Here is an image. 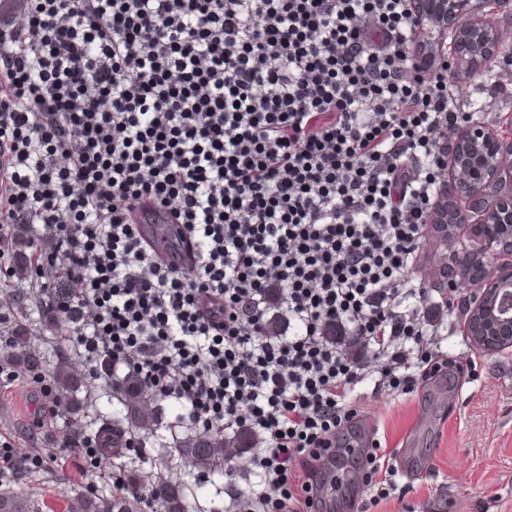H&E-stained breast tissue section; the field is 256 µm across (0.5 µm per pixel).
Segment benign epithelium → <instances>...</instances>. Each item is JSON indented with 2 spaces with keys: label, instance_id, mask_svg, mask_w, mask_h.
<instances>
[{
  "label": "benign epithelium",
  "instance_id": "obj_1",
  "mask_svg": "<svg viewBox=\"0 0 512 512\" xmlns=\"http://www.w3.org/2000/svg\"><path fill=\"white\" fill-rule=\"evenodd\" d=\"M512 7V0H411L419 23L417 48L429 47L425 33L451 31V58L477 73L502 50L498 30L485 5ZM512 155V140L498 137L487 125L458 128L450 142L448 176L428 212L425 223L443 240L452 238L462 224L471 225L480 239L476 249L451 254L443 274L451 283L473 289L464 328L476 350L497 354L512 348V168L504 159Z\"/></svg>",
  "mask_w": 512,
  "mask_h": 512
}]
</instances>
